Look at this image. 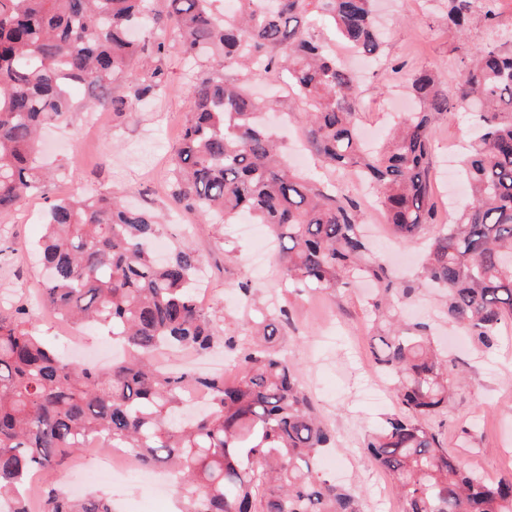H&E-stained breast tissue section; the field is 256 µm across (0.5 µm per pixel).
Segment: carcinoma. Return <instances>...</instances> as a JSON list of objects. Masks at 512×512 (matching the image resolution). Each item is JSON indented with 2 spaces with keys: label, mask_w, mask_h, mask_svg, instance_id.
Returning a JSON list of instances; mask_svg holds the SVG:
<instances>
[{
  "label": "carcinoma",
  "mask_w": 512,
  "mask_h": 512,
  "mask_svg": "<svg viewBox=\"0 0 512 512\" xmlns=\"http://www.w3.org/2000/svg\"><path fill=\"white\" fill-rule=\"evenodd\" d=\"M0 0V214L45 187L38 133L75 110L83 86L116 121L170 88V48L208 66L193 86L171 195L199 224L246 214L278 242L285 284L319 290L369 281L377 321L373 352L391 376L402 411L386 416L364 443L395 480L403 512H512V475L487 482L465 468L430 420L448 408L455 362L429 336L389 315V298L409 299L368 245L361 206L290 168L259 120L269 105L224 70L282 73L306 127V145L335 168L359 171L401 239L415 243L435 221L430 193L431 132L438 117L473 112L481 134L463 161L468 202L426 244L422 274L446 293V314L486 350L512 321V38L497 32L499 0H447L453 36L480 19L489 36L464 50L456 93L437 77L408 78L419 110L374 152L363 148L355 74L336 60L315 26L333 20L342 39L367 54L382 37L375 0ZM170 28V43L160 31ZM167 225L117 197L58 200L48 212L39 256L43 304L75 324L103 326L125 347L103 368L57 353L23 305L0 313V500L30 512L25 487L68 466L84 440L129 448L144 468L172 471L180 512H363L361 498L319 474L332 435L272 343L288 311L265 314L241 343L199 304L201 256L183 239L164 261L150 246ZM221 344L234 380L161 371L163 351L204 353ZM206 412L188 419L189 389ZM39 512H112L99 493L75 498L42 487Z\"/></svg>",
  "instance_id": "obj_1"
}]
</instances>
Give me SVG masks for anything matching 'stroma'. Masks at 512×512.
<instances>
[{
    "mask_svg": "<svg viewBox=\"0 0 512 512\" xmlns=\"http://www.w3.org/2000/svg\"><path fill=\"white\" fill-rule=\"evenodd\" d=\"M377 9L386 38L381 51L368 58L369 73L359 80L358 125L383 136L401 119L394 110V98L410 95L405 79L385 81L391 65L430 69L445 90H452L449 64L460 44L481 41L483 27L474 24L463 42L448 36L441 23L443 0H379ZM167 65L172 73L169 92L145 102L119 125L100 129L96 138L77 140L87 117L83 109L45 126L44 158L57 168L58 176L34 196V206L26 215L0 216V244L16 249L11 266L0 270V295L16 296L21 282L30 295H37L42 271L35 249L59 183H70L78 195H114L130 205L167 214L168 244L178 243L187 234L193 237L213 290L211 309L222 316L226 335H249L253 321L269 306L287 307L291 325L277 346L299 369L316 410L335 435L330 454L336 464L329 468V475L361 494L364 512H402L392 478L361 448L364 436L397 408L393 398L378 403L362 392L381 376L371 349L367 285L336 290L284 287L273 265L261 271L256 268L260 250L268 244L263 226L246 233L235 224L188 229L163 186L191 107L187 91L205 66L186 62L175 51L170 52ZM476 124L473 114L455 112L441 116L433 126L430 182L436 221L423 230V237H433L442 225L451 223L465 196L463 187L453 186L450 179L463 175L462 160ZM364 223L376 256L386 264L396 286L414 291L410 300L400 304V316L432 323L436 335L460 341L450 350L459 362L458 388L448 412L433 422L444 446L487 479L512 474V322L501 326L496 349L485 352L441 318L440 294L420 276L419 245L399 244L393 227L373 213H366ZM394 243L408 255V263L389 254L387 247ZM245 278L255 288V303L247 308L234 300L231 290ZM111 498L115 512H172L175 494L173 487L161 489L145 482L136 470Z\"/></svg>",
    "mask_w": 512,
    "mask_h": 512,
    "instance_id": "stroma-1",
    "label": "stroma"
}]
</instances>
